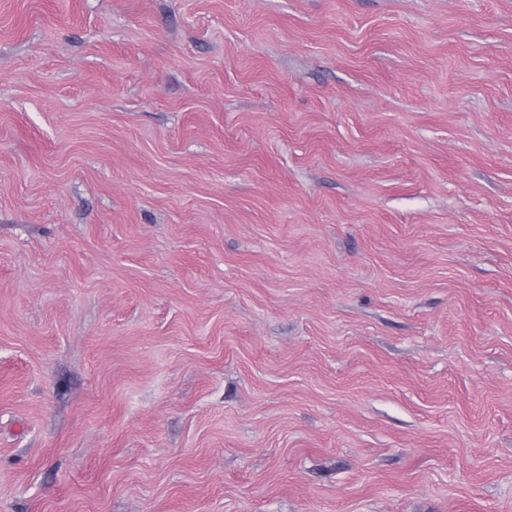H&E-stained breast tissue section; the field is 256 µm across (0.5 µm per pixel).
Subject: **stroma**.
<instances>
[{"label": "stroma", "mask_w": 512, "mask_h": 512, "mask_svg": "<svg viewBox=\"0 0 512 512\" xmlns=\"http://www.w3.org/2000/svg\"><path fill=\"white\" fill-rule=\"evenodd\" d=\"M0 512H512V0H0Z\"/></svg>", "instance_id": "stroma-1"}]
</instances>
